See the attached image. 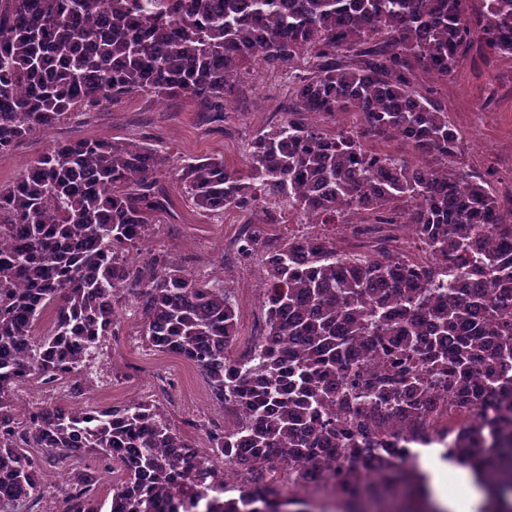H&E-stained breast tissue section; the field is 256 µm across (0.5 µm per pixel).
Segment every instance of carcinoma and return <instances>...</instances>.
I'll return each mask as SVG.
<instances>
[{
    "instance_id": "obj_1",
    "label": "carcinoma",
    "mask_w": 512,
    "mask_h": 512,
    "mask_svg": "<svg viewBox=\"0 0 512 512\" xmlns=\"http://www.w3.org/2000/svg\"><path fill=\"white\" fill-rule=\"evenodd\" d=\"M477 41L512 58V0H0V152L139 95L221 116L246 67L291 69L282 119L249 143L245 173L222 158L172 168L148 144L80 137L0 186V512H45L52 488L58 512H101L97 469L47 481L72 450L121 471L110 512H316L314 495L264 481L273 462L297 485L332 477L376 501L405 483L413 512H435L426 475L402 467L411 446L434 444L435 389L480 411L442 458L485 488L481 512H512V253L496 245L512 241V198L459 162L462 131L418 84L454 76ZM338 115L348 127L317 124ZM173 179L210 215L274 200L299 224L355 211L410 224L431 263L290 237L264 257L266 334L235 355L224 285L163 250L127 260L167 211ZM123 303L149 348L193 364L213 402L236 407L235 427L201 428L226 465L255 472L238 497L224 498V474L207 481L151 401H78ZM33 378L70 380L77 402L17 411L11 390ZM330 448L355 466L336 471Z\"/></svg>"
}]
</instances>
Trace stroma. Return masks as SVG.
Returning <instances> with one entry per match:
<instances>
[{
    "label": "stroma",
    "mask_w": 512,
    "mask_h": 512,
    "mask_svg": "<svg viewBox=\"0 0 512 512\" xmlns=\"http://www.w3.org/2000/svg\"><path fill=\"white\" fill-rule=\"evenodd\" d=\"M445 108L449 119L463 132L461 161L489 180L496 194L512 185V59L473 46L454 78H422ZM288 74L251 67L239 82L233 98L224 105V119L210 120L206 112L182 98L137 96L108 103L92 112L72 115L47 132L18 141L0 153V185L14 182L25 166L56 142L96 137L148 143L172 161L206 157L224 159L230 167L246 168L248 143L282 116L288 103ZM171 211L159 215L153 237L130 250L129 261L141 262L155 247L164 248L198 277L224 283L238 315L235 352L263 336L265 284L257 259H244L234 249L240 236L251 233L261 243H282L307 232L333 240L338 250L362 253L366 242L355 234L358 214L345 224L297 223L287 212L258 209L249 214L225 212L216 217L203 213L171 184ZM142 319L133 309L119 308L112 336L99 346L90 370L92 384L85 401L106 407L131 398H144L163 407L172 424L196 449L210 458V443L201 428L215 421L235 423L232 406L215 404L202 373L186 360L151 350L141 334Z\"/></svg>",
    "instance_id": "obj_1"
}]
</instances>
